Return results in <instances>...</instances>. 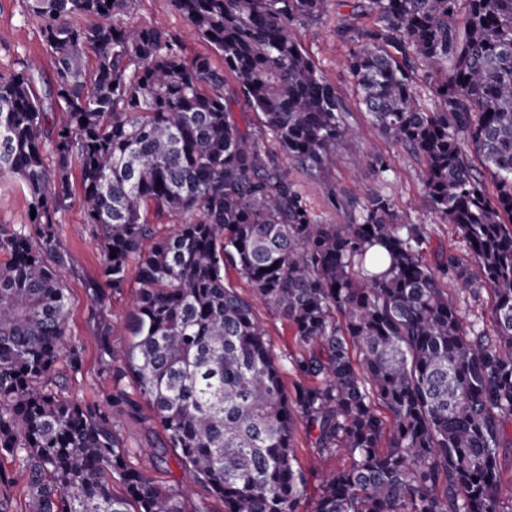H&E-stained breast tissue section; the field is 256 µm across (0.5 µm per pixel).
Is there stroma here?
<instances>
[{
  "label": "stroma",
  "instance_id": "35a3bbf8",
  "mask_svg": "<svg viewBox=\"0 0 512 512\" xmlns=\"http://www.w3.org/2000/svg\"><path fill=\"white\" fill-rule=\"evenodd\" d=\"M359 4L360 0H331L326 17L303 27L305 48L323 76L335 87L352 129L351 136L338 146L339 162L335 169L313 175L292 169L288 159H281L280 164L289 169L319 222L342 223L349 215L359 212L373 195L384 194L390 196L399 215L425 226L424 255L428 260H436L440 252L451 251L470 272H477L478 266L464 240L452 225L441 223L431 208L421 182L422 161L404 146L386 140L358 102L353 78L345 66L356 44L337 32L336 21L342 18L358 27L371 25L372 17L364 14ZM147 20L156 21L180 36L185 56L207 53V45L190 35L186 21L174 10L170 0H137L126 18L127 23L137 25ZM31 58L39 59L42 73L39 88L47 90L54 73L40 24L27 16L22 0H0V73L21 70L23 62ZM375 146L380 148L391 168L388 180H378L370 170V150ZM58 218L60 247L65 256L60 276L69 298L67 342L78 348L81 357L79 372L69 380V394L81 403L102 408L107 406L112 391H123L131 404L123 410L112 411L111 419L119 438L132 452V465L160 485L187 487L193 506L204 508L205 512H224L221 500L183 474L175 454H168L166 462L156 461L155 449L168 444L166 432L141 399L131 377L106 372L100 361L101 322H108L111 327L109 342L113 349H124L131 340L136 314L133 298L138 286L137 268H129L125 288L112 291L102 275L98 243L78 202L61 209ZM227 277L240 294L252 299L255 314L266 328L272 353L282 367L284 386L286 390H293L300 380L293 364L300 348L289 326L276 310L254 297L252 289L235 271H228ZM293 451L296 465L307 479L306 496L299 510L311 512L319 494L322 473L342 466L346 459L335 454H319L312 437L301 425L294 432Z\"/></svg>",
  "mask_w": 512,
  "mask_h": 512
}]
</instances>
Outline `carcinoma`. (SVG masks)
Segmentation results:
<instances>
[{
  "label": "carcinoma",
  "instance_id": "obj_1",
  "mask_svg": "<svg viewBox=\"0 0 512 512\" xmlns=\"http://www.w3.org/2000/svg\"><path fill=\"white\" fill-rule=\"evenodd\" d=\"M135 2L24 0L54 64L51 127L37 66L0 73V178L20 180L37 226L34 237L0 224V457L24 461L25 512H204L134 467L109 414L58 380L59 364L81 363L66 342L56 218L74 160L106 284L121 290L138 267L133 340L114 351L103 325L102 361L133 378L224 512H298L300 423L349 460L322 477L313 512H512L499 469L512 450V0H366L376 21L354 29L347 59L372 122L423 161L431 207L465 239L475 279L451 253L429 264L424 225L387 195L346 224L317 223L267 150L269 135L320 173L351 135L301 39L328 0H171L220 68L185 58L160 25H128ZM230 77L262 129L233 117ZM152 211L180 223L157 238ZM228 267L305 349L293 394ZM449 275L491 295L494 336L448 298ZM15 483L0 469V512H15Z\"/></svg>",
  "mask_w": 512,
  "mask_h": 512
}]
</instances>
